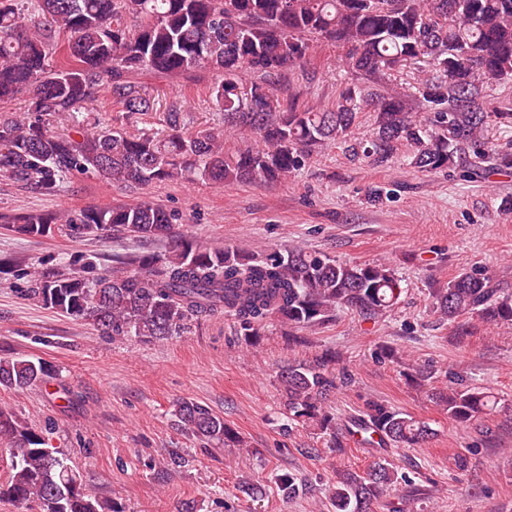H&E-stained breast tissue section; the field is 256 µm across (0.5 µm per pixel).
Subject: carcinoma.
<instances>
[{"instance_id":"obj_1","label":"carcinoma","mask_w":512,"mask_h":512,"mask_svg":"<svg viewBox=\"0 0 512 512\" xmlns=\"http://www.w3.org/2000/svg\"><path fill=\"white\" fill-rule=\"evenodd\" d=\"M0 0V103L28 94L31 116L0 123V173L27 188L54 194L74 175L108 183L146 185L200 176L215 185L277 182L300 170L319 146L347 141L357 113L376 114L372 135L352 156L391 161L401 145L412 148L409 164L424 171L448 166L473 152L476 167L512 166V152L492 142L476 144L491 124L512 121V105L482 106L485 86L512 81V0ZM138 23L129 27L125 17ZM347 49L346 63L373 82H384L402 64L422 63L437 73L415 86L412 97L435 107L425 120L409 116L407 95L345 88L333 109L302 110L273 90L243 83L247 71L272 74L303 63L313 39ZM207 68L217 81L213 102L227 120L262 139L257 149L224 153V135L199 132L131 135L105 130L83 117L84 106L109 89L125 112L147 115L155 99L139 86L144 70L179 75ZM71 123L59 134L52 122ZM175 215L159 205L88 209L77 217L42 213L12 219V228L45 236L65 223L77 238L104 230L136 238H163ZM88 282L75 272H29L27 296L76 318H89L112 336L162 341L185 332L202 316L234 319L246 345L258 346L272 320L310 328L351 309L375 320L399 301L402 279L386 264H351L300 247L275 249L262 258L246 248L201 247L183 239L164 255L144 254ZM441 319L466 334L468 320L512 325V292L493 275L461 273L429 292ZM51 363L25 357L0 359V385L24 390L54 378ZM287 423L283 431L309 427L330 437L335 451L339 423L327 406L351 375L336 358L321 355L279 370ZM448 419L469 426L497 407L492 392L466 386L455 373L431 393ZM176 429L202 448H243L246 441L208 406L178 400ZM346 433L388 451L415 448L434 436L428 423L382 402L370 401L349 419ZM8 454V478L0 499L28 512H123L110 498L87 492L77 471L46 447L42 431L0 407V442ZM411 483L385 456L357 472L346 470L326 489L332 512H373L384 495ZM289 500L306 493V479L278 475Z\"/></svg>"}]
</instances>
